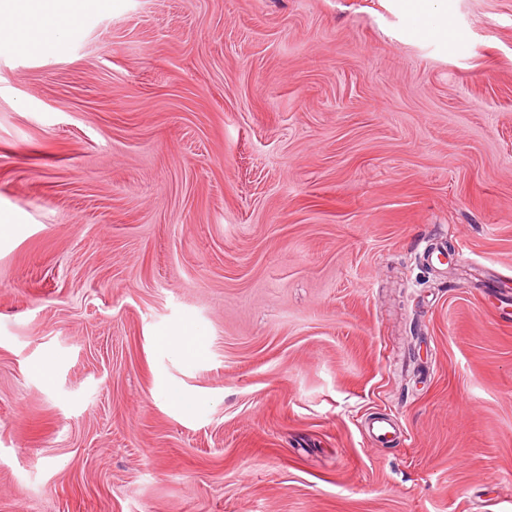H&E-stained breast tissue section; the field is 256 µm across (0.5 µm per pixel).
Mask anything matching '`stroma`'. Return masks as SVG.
<instances>
[{"label":"stroma","mask_w":512,"mask_h":512,"mask_svg":"<svg viewBox=\"0 0 512 512\" xmlns=\"http://www.w3.org/2000/svg\"><path fill=\"white\" fill-rule=\"evenodd\" d=\"M447 8L94 0L0 51V512H512V0ZM403 15L427 38L448 42V12L443 0H399ZM156 343L159 347L180 351L183 348H194L200 343L199 336H191L188 329H181L174 334H166L156 337Z\"/></svg>","instance_id":"1"}]
</instances>
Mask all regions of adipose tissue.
I'll return each mask as SVG.
<instances>
[{
  "label": "adipose tissue",
  "mask_w": 512,
  "mask_h": 512,
  "mask_svg": "<svg viewBox=\"0 0 512 512\" xmlns=\"http://www.w3.org/2000/svg\"><path fill=\"white\" fill-rule=\"evenodd\" d=\"M403 15L427 38L448 40L444 0H399ZM87 7V0H0V47L33 48L61 34Z\"/></svg>",
  "instance_id": "ef3b65f1"
}]
</instances>
